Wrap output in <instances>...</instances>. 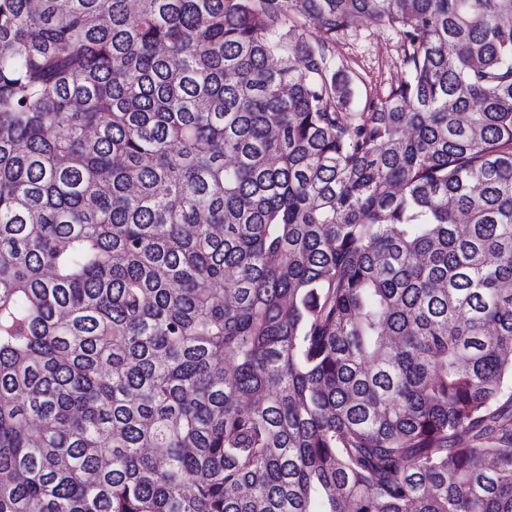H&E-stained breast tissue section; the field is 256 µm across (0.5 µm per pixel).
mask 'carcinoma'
Masks as SVG:
<instances>
[{
	"label": "carcinoma",
	"mask_w": 512,
	"mask_h": 512,
	"mask_svg": "<svg viewBox=\"0 0 512 512\" xmlns=\"http://www.w3.org/2000/svg\"><path fill=\"white\" fill-rule=\"evenodd\" d=\"M0 512H512V0H0ZM331 48L336 64L344 63L353 79L351 112H363L367 99L383 97L405 75L399 35L372 19L359 22Z\"/></svg>",
	"instance_id": "1"
}]
</instances>
